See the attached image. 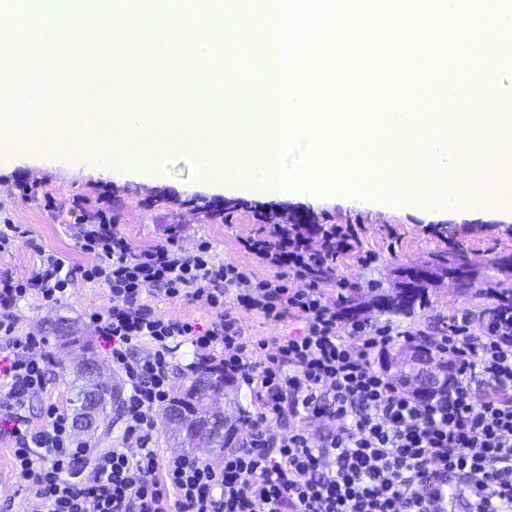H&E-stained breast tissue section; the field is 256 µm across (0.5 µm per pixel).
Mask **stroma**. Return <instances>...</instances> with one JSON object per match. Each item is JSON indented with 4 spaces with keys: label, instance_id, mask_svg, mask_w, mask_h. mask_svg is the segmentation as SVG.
I'll list each match as a JSON object with an SVG mask.
<instances>
[{
    "label": "stroma",
    "instance_id": "1",
    "mask_svg": "<svg viewBox=\"0 0 512 512\" xmlns=\"http://www.w3.org/2000/svg\"><path fill=\"white\" fill-rule=\"evenodd\" d=\"M172 82L184 83L185 97L193 95L194 83L184 82L179 59L168 50L166 39L161 36L144 73L148 93L142 100L143 111L182 112V100L172 99L167 92ZM97 166V157L68 152L65 138L48 128L29 138L26 148L0 146V199L11 201L12 219L23 231L12 253L0 256V270L29 277L44 253L62 257L72 265L90 263V256L79 248V227L70 213V205L75 196L95 197L106 191L113 198L112 213L117 223L134 245L155 244L173 227L184 249H193L198 239H206L217 258L245 265L251 259L240 250L237 239L254 230L260 212L311 214L331 224L366 225L364 244L377 252V260L367 267L349 260L336 269L338 279L356 283L362 292L375 281L381 287H392L397 269L426 264L433 254L459 247L480 265L476 286L465 291L451 285L435 287L425 308L409 316L389 318L395 328L423 332L429 343L439 338L450 315L483 310L488 304L486 289L512 290V278L502 275L494 266L499 258L512 256V182L496 185L493 197L484 202L448 212L419 203L375 209L332 195L297 194L266 199L246 192L224 193L201 185L192 160L178 152L163 157L156 177L132 175L116 168L111 177L104 178L98 175ZM24 183L50 193L55 200L54 208L23 199L20 186ZM108 305L107 288L78 277L61 303L46 305L33 297L16 308L17 338L31 332L46 336L44 349L52 359L46 390L29 402L34 422H41L48 404H56L67 412L72 409L77 355L63 351L60 344L48 338L50 321L59 316L69 319L71 327L88 341L108 369L112 366L111 345L85 318L86 313L104 311ZM1 507L9 508L10 512L35 510L32 496L12 467L10 445L5 440H0Z\"/></svg>",
    "mask_w": 512,
    "mask_h": 512
}]
</instances>
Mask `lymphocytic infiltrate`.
I'll return each instance as SVG.
<instances>
[{"mask_svg":"<svg viewBox=\"0 0 512 512\" xmlns=\"http://www.w3.org/2000/svg\"><path fill=\"white\" fill-rule=\"evenodd\" d=\"M87 266L49 255L30 277L0 275V341L11 349L0 372V416L12 464L43 512H442L444 498L465 512H512V293L487 289L481 315L448 319L434 344L456 375L447 392L419 399L383 369L375 355L396 339L416 342L390 324H340L323 286L346 260L366 265L361 224L284 222L260 214L241 249L269 271L219 260L209 241L185 252L175 236L133 245L101 200L73 199ZM103 285L106 310L89 321L112 344V365L128 388L121 435L90 453L58 407L42 424L27 413L47 387L49 354L31 333L15 337L14 310L38 297L61 303L74 277ZM189 298L216 312L207 327L167 319L144 295ZM270 322L294 320L299 334L246 335L240 312ZM190 344L206 362L245 386L254 403L243 447L213 463L191 453L160 458L155 413L173 392L171 359ZM286 426L282 436L267 425ZM93 475L70 478L82 457Z\"/></svg>","mask_w":512,"mask_h":512,"instance_id":"1","label":"lymphocytic infiltrate"}]
</instances>
